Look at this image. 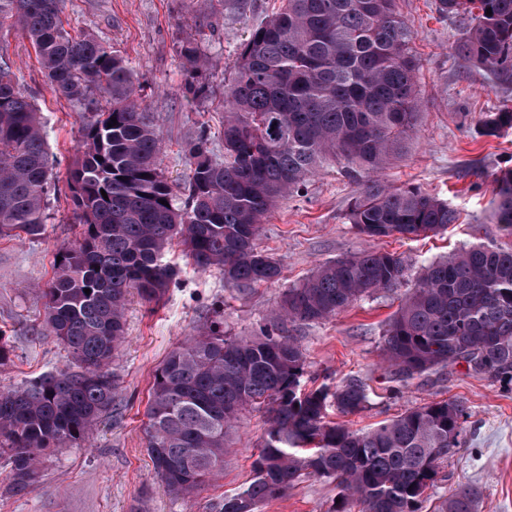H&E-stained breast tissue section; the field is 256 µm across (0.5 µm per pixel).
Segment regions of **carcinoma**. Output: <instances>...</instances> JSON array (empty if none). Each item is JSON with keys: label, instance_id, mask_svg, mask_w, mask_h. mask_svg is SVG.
Listing matches in <instances>:
<instances>
[{"label": "carcinoma", "instance_id": "cac0c4a2", "mask_svg": "<svg viewBox=\"0 0 512 512\" xmlns=\"http://www.w3.org/2000/svg\"><path fill=\"white\" fill-rule=\"evenodd\" d=\"M61 2L0 0V19H15L32 40L56 93L81 106L96 94L107 102L82 121L65 181L80 241L60 252L42 290L45 327L70 364L0 391V459L14 493L37 482L47 456L89 438L112 408L109 366L125 339L128 297L151 304L166 294L178 275L166 259L174 239L197 270H220L226 288L270 282L280 266L255 244L266 214L335 161L362 185L349 221L366 237L413 238L455 221L447 202L372 178L418 116L414 33L396 0H282L241 45L224 87V157L204 135L190 143L181 199L160 168L159 135L140 109L134 71L97 39L71 36ZM436 10L470 18L457 46L465 59L512 75V0H437ZM504 128L512 110L487 113L485 135ZM50 187L40 113L0 56V238L42 234ZM493 193L491 220L512 236V169L495 176ZM407 278L401 255L364 249L288 289L259 335L228 338L212 323L170 351L153 375L145 423L167 488L186 494L222 473L227 433L250 407L269 419L260 466L216 512H259L304 476L336 482L337 512L354 503L359 512H423L442 464L462 445L465 404L431 401L353 431L327 414L363 411L364 384L302 388V349L280 333L285 320L327 319ZM382 362L403 384L462 365L512 389V248L479 243L425 266L388 325ZM479 497L460 486L438 512H475Z\"/></svg>", "mask_w": 512, "mask_h": 512}]
</instances>
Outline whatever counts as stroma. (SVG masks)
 Wrapping results in <instances>:
<instances>
[{
	"mask_svg": "<svg viewBox=\"0 0 512 512\" xmlns=\"http://www.w3.org/2000/svg\"><path fill=\"white\" fill-rule=\"evenodd\" d=\"M279 5L280 0H64L62 10L67 30L92 35L135 71L141 107L161 135V169L180 184L189 172L185 149L191 141L207 135L215 154H223L224 86L233 75L236 52ZM397 9L414 33L420 110L401 154L377 177L446 201L457 222L414 240L368 238L348 218L357 186L335 164L312 177L301 194L282 199L263 221L258 248L278 262V280L243 291L225 289L218 271H198L180 242H172L166 257L179 273L163 300L148 306L137 294L128 298L126 340L110 366L119 389L112 412L81 446L47 457L38 483L24 495L8 491L7 472L0 467V512H215L224 496L248 483L267 417L257 409L241 413L217 479L186 495L168 491L148 456L144 422L154 372L169 351L215 321L226 336H256L288 288L319 264L363 249L400 254L416 274L475 243L512 247V237L489 221L493 179L512 168V128L496 137L483 132L487 113L512 107V77L496 76L458 55L455 47L467 22L440 16L435 0H397ZM188 41L206 60L193 74L181 53ZM0 56L9 59L18 88L42 116L53 173L65 175L79 138L78 106L54 92L31 41L9 20L0 22ZM48 202L41 236L0 238V336L11 347L0 364L3 391L67 362L63 346L42 327L41 290L53 276L59 252L76 243L81 228L72 222L65 193L50 195ZM408 290L404 284L371 293L323 321L285 323L284 335L295 337L304 354L302 383L311 389L351 377L362 380L369 405L346 416L354 430L426 402L463 401L469 411L465 444L443 464L426 512L467 483L482 491L477 512H512V390L460 366L404 386L390 381L381 365L384 332ZM338 493L335 482L308 476L286 495L263 503L260 512H335Z\"/></svg>",
	"mask_w": 512,
	"mask_h": 512,
	"instance_id": "35a3bbf8",
	"label": "stroma"
}]
</instances>
